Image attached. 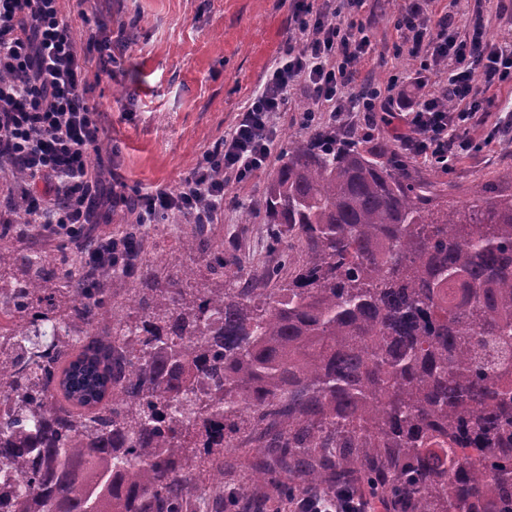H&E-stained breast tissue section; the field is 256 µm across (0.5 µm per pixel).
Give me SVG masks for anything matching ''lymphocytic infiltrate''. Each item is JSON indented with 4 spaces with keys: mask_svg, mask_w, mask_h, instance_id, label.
Instances as JSON below:
<instances>
[{
    "mask_svg": "<svg viewBox=\"0 0 512 512\" xmlns=\"http://www.w3.org/2000/svg\"><path fill=\"white\" fill-rule=\"evenodd\" d=\"M60 0H0V171L22 170L51 194L25 191L27 219L74 236L105 207L132 209L137 223L179 213L197 224L212 223L226 187L269 166L278 137L277 119L287 111L294 87L306 88L313 106L303 126L354 129L357 114L401 110L402 144L419 158L450 169L474 148L471 122L479 110L481 84L512 86V43L490 41L481 30L461 37L455 18L428 17L432 0H406L395 27L411 44L421 70L451 61L445 84L411 101L394 97L392 85L361 84L358 66L369 52L356 36L355 14L363 0H334L326 9L311 0H289L301 38L277 59L233 129L206 149L195 172L174 190L129 191L120 176L104 185L90 163L101 144L100 114L90 104L84 79L88 59L61 16ZM290 512H374L373 501H341L311 492Z\"/></svg>",
    "mask_w": 512,
    "mask_h": 512,
    "instance_id": "1",
    "label": "lymphocytic infiltrate"
}]
</instances>
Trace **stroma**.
<instances>
[{
    "instance_id": "stroma-1",
    "label": "stroma",
    "mask_w": 512,
    "mask_h": 512,
    "mask_svg": "<svg viewBox=\"0 0 512 512\" xmlns=\"http://www.w3.org/2000/svg\"><path fill=\"white\" fill-rule=\"evenodd\" d=\"M78 48L90 38L108 41L116 61L102 66L91 53L88 97L96 105L104 132L94 165L121 174L129 189H176L202 153L234 126L239 112L265 81L275 59L296 31L282 0H60ZM403 0H363L356 19L371 42L360 66L362 80L395 81L406 96L418 94V61L394 26ZM437 11H451L459 34L480 22L488 39L512 37V0H437ZM422 177L454 187L457 201L473 197L476 182L512 178V139L464 154L450 171L415 160ZM274 167L226 189V202L205 233L224 249V269L242 270L244 278L277 288L296 267L301 249L273 240L264 207ZM14 177L0 178V224L12 223L20 247L52 252L76 269L80 253L62 237L37 224H16L2 201L17 187ZM192 226L188 218L166 215L144 225L143 263L137 276L112 282V296L123 301L137 287L145 261L171 256L178 265L193 259L179 251V238Z\"/></svg>"
}]
</instances>
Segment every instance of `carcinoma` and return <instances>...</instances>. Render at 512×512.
<instances>
[{
	"mask_svg": "<svg viewBox=\"0 0 512 512\" xmlns=\"http://www.w3.org/2000/svg\"><path fill=\"white\" fill-rule=\"evenodd\" d=\"M270 223L305 257L278 288L126 259L75 272L0 224V512H224L249 432L285 501L331 484L391 512H512V192H434L384 142L288 141ZM125 337L112 340L114 331ZM253 447L254 443L251 442L247 444L245 448ZM263 452L264 448H253V450L247 454L241 451L226 453L227 455L224 457V460H231L233 465L232 467L224 466V512L237 510L236 507L229 506L226 493L230 487L237 486V484L250 473L257 458L262 457Z\"/></svg>",
	"mask_w": 512,
	"mask_h": 512,
	"instance_id": "cac0c4a2",
	"label": "carcinoma"
}]
</instances>
